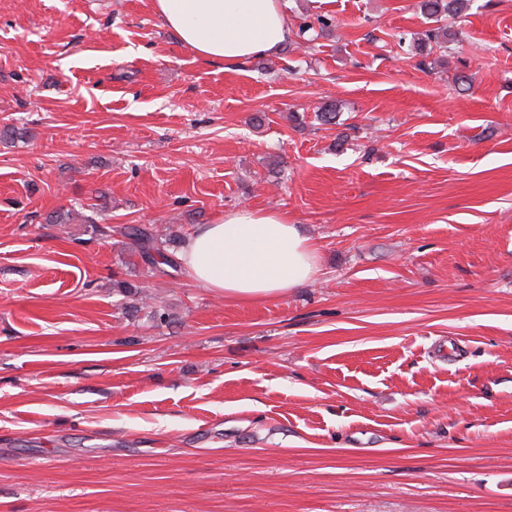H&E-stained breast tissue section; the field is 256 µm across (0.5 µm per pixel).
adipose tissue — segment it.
<instances>
[{"label":"adipose tissue","instance_id":"1","mask_svg":"<svg viewBox=\"0 0 512 512\" xmlns=\"http://www.w3.org/2000/svg\"><path fill=\"white\" fill-rule=\"evenodd\" d=\"M155 13L205 60L238 63L277 53L294 36L281 0H154ZM180 260L211 292L266 300L313 280L317 250L286 214L248 206L196 226Z\"/></svg>","mask_w":512,"mask_h":512}]
</instances>
